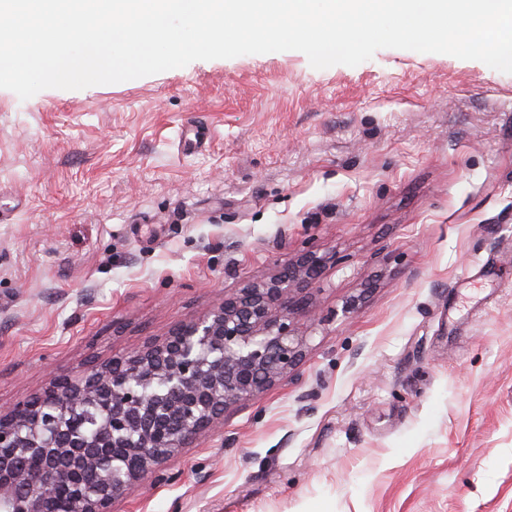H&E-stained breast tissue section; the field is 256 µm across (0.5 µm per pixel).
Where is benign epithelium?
<instances>
[{
	"instance_id": "7a95c632",
	"label": "benign epithelium",
	"mask_w": 512,
	"mask_h": 512,
	"mask_svg": "<svg viewBox=\"0 0 512 512\" xmlns=\"http://www.w3.org/2000/svg\"><path fill=\"white\" fill-rule=\"evenodd\" d=\"M313 252L248 283L204 316L112 362L52 375L35 398L0 410V512H112L128 487L302 360L312 321Z\"/></svg>"
}]
</instances>
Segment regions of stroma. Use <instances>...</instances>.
I'll use <instances>...</instances> for the list:
<instances>
[{"instance_id": "stroma-1", "label": "stroma", "mask_w": 512, "mask_h": 512, "mask_svg": "<svg viewBox=\"0 0 512 512\" xmlns=\"http://www.w3.org/2000/svg\"><path fill=\"white\" fill-rule=\"evenodd\" d=\"M308 250L300 364L112 512H512V74L384 48L0 89V409Z\"/></svg>"}]
</instances>
